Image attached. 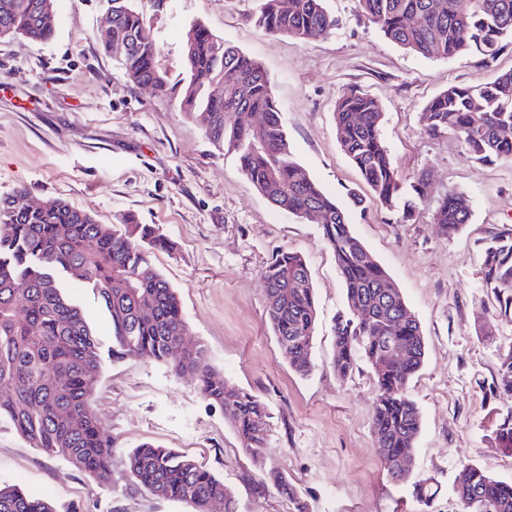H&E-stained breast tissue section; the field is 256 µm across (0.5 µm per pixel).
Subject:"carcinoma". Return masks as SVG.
Listing matches in <instances>:
<instances>
[{
  "mask_svg": "<svg viewBox=\"0 0 512 512\" xmlns=\"http://www.w3.org/2000/svg\"><path fill=\"white\" fill-rule=\"evenodd\" d=\"M112 36L126 42L115 53L113 42L98 36L105 53L117 57L137 84L169 90L158 66V47L147 21L129 0H108ZM44 0H0V32L46 40L54 33L55 15ZM361 12L386 39L424 57L471 55L494 59L512 46V0H358ZM256 27L272 35L303 42L314 31L327 33L336 19L325 0H260L249 15ZM184 53L189 78L181 107L200 111L208 138L224 154L236 157L241 172L277 208L301 218L320 214L323 238L332 250L345 289L346 307L336 317V374L350 375L358 359L370 365L377 387L372 430L388 474L405 481L400 460L415 449L421 417L408 388L425 356L419 322L385 269L351 230L348 216L309 172L293 159L280 106L261 65L234 46L216 39L201 24L186 33ZM263 115V124L252 115ZM336 138L373 197L389 211L410 219L430 192L425 176L406 185L384 144L383 111L370 95L352 88L336 101ZM422 121L431 135H458L472 159L482 163L512 160V71L483 86L450 85L424 107ZM18 189L0 198V420L32 447L60 455L81 473L107 483L112 475V443L103 436L93 406L101 368V343L83 315L66 279L81 266V280L101 304L112 328V357L169 364L175 374L197 381L204 399L231 412L245 449L258 455L265 447L268 414L256 396L228 386L207 363L202 346L194 354L177 353L174 343L188 333L174 288L153 266L150 256L168 246L146 224L124 229L97 223L59 199L37 210H21ZM434 223L451 236L470 223V197L457 190L444 194ZM485 284L493 289L501 313L512 312V241L496 240L485 248ZM28 288L18 298L17 281ZM267 319L290 367L305 375L312 369L311 348L317 309L305 258L277 251L264 266ZM361 303L365 316L352 306ZM152 309L149 318L142 308ZM403 344L408 356L393 361L389 341ZM502 447L512 450V413L496 431ZM133 481L145 490L190 504L195 512H235L224 481L194 460L150 442L128 456ZM461 502L480 504L465 512H512V485L488 472L468 468L456 488ZM0 512H53L41 499L0 485Z\"/></svg>",
  "mask_w": 512,
  "mask_h": 512,
  "instance_id": "1",
  "label": "carcinoma"
}]
</instances>
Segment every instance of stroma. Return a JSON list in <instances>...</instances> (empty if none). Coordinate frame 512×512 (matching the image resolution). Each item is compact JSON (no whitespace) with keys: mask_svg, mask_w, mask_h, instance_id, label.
Here are the masks:
<instances>
[{"mask_svg":"<svg viewBox=\"0 0 512 512\" xmlns=\"http://www.w3.org/2000/svg\"><path fill=\"white\" fill-rule=\"evenodd\" d=\"M131 4L151 26L170 93L134 83L103 53L106 0H54L50 39H0V196L22 188L32 201L58 198L111 226L133 214L171 240L173 249L151 261L176 290L189 337L213 369L264 402L267 444L260 456L248 454L232 419L168 364L107 357L94 407L112 440L110 481L30 446L2 420L0 485L46 499L54 512H193L132 483L127 456L145 442L221 478L238 512H464L453 492L464 468L512 483V451L495 438L512 411L500 371L512 320L483 281L485 247L512 237V162L474 161L457 135H428L420 121L448 86H479L512 70V49L489 62L426 58L388 41L357 0H326L336 28L303 43L256 28L248 16L258 0ZM195 23L261 64L290 151L323 190L342 203L352 189L365 196L363 209L349 213L351 229L401 290L426 343L409 386L421 428L408 481L392 479L377 453L370 367L358 361L344 379L334 369L335 319L346 300L321 224L275 208L179 109L188 78L183 41ZM353 87L381 106L402 181L429 179L431 193L411 220L381 207L337 143L335 103ZM451 189L469 195L472 219L447 238L433 210ZM280 249L306 259L314 287L306 375L289 366L266 318L261 272ZM417 483L427 500L416 498Z\"/></svg>","mask_w":512,"mask_h":512,"instance_id":"35a3bbf8","label":"stroma"}]
</instances>
